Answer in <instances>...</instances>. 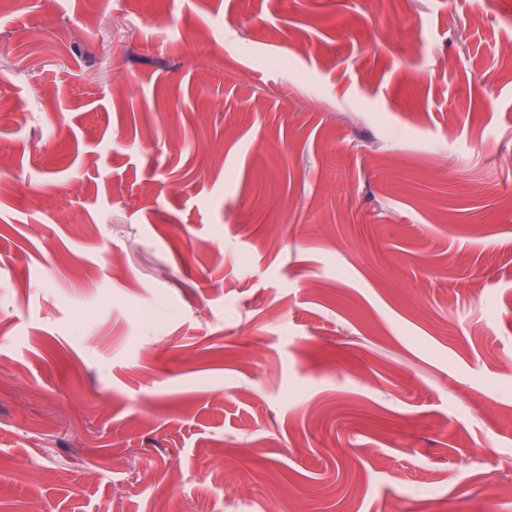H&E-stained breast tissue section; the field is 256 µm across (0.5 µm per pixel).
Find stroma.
I'll list each match as a JSON object with an SVG mask.
<instances>
[{
  "instance_id": "stroma-1",
  "label": "stroma",
  "mask_w": 512,
  "mask_h": 512,
  "mask_svg": "<svg viewBox=\"0 0 512 512\" xmlns=\"http://www.w3.org/2000/svg\"><path fill=\"white\" fill-rule=\"evenodd\" d=\"M511 46L512 0H0V512H512L454 484L512 488ZM495 463L487 461H475L464 459L458 462L456 466V478L460 487L470 486L479 470H486L493 467Z\"/></svg>"
}]
</instances>
